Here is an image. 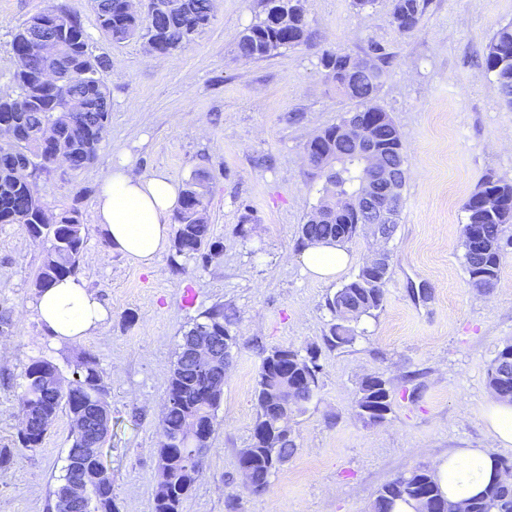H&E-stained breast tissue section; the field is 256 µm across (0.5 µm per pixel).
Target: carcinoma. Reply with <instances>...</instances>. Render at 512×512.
I'll return each mask as SVG.
<instances>
[{
  "instance_id": "1",
  "label": "carcinoma",
  "mask_w": 512,
  "mask_h": 512,
  "mask_svg": "<svg viewBox=\"0 0 512 512\" xmlns=\"http://www.w3.org/2000/svg\"><path fill=\"white\" fill-rule=\"evenodd\" d=\"M177 2L182 8L171 14L162 9ZM99 27L114 44L136 37L161 53H171L192 41L210 24L214 0H145L137 11L128 0H92ZM425 0H392L391 19L403 34L413 32L424 13ZM283 14L288 20L273 24L270 17L239 32L235 50L242 58L272 55L273 48L309 46L315 35L305 17L302 0H286ZM40 20L58 44L57 53L27 56L23 47L31 23ZM12 50L20 59L13 75L14 90L0 97V224H22L28 233L50 241V251L40 266L34 286L37 289L79 270L86 232L75 210L53 213L42 200H33L32 179L49 171L47 158L34 159L33 136L46 126H55V134L67 145L69 168L81 171L96 157L104 139L111 111L108 89L109 60L92 57L87 51V34L79 19L60 6H53L30 17L15 32ZM65 58L71 73L61 81L42 85L35 76L54 72L59 58ZM320 63L332 80L336 93L350 101L353 108L340 122L362 119L367 125L381 118L382 123L370 131V143L391 160L398 161V182L405 187L409 177L405 146L401 133L390 115L373 105L383 82L385 70L374 59L361 63L347 52L325 51ZM485 67L493 74L506 105L512 108V24L500 27L491 38ZM83 112L77 128L62 123L59 112L73 106ZM333 125L305 145L309 164L322 173L324 183L319 201L301 227L300 239L336 243L340 246L356 238L366 218L359 216L353 200L372 172L361 160L348 157L333 162L336 133ZM209 205L206 173L194 176L185 184L182 208L174 218L178 228L173 242L174 254L195 259L208 266L219 254L220 243L211 240L207 221ZM404 206V196L387 199V223L378 227L382 239L393 238ZM467 222L462 227L463 266L468 282L475 288L491 290L496 285L503 259V240L507 223L512 219V185L486 180L463 205ZM389 267L378 274L365 268L326 299L334 323L325 337L331 348H343L354 342L356 325L365 316L382 309ZM232 325L231 315L215 306L205 320L195 323L183 336L189 342L196 332L208 327L218 337L221 347L215 356L219 375L232 362L233 345H224V333ZM186 357L179 347L168 380L167 402L159 430L165 439L158 449L160 481L154 498V512H182L200 466L194 448H210L216 431L215 412L224 384L200 369H183ZM318 350L306 354L293 347L270 350L262 359L255 393L257 417L249 447L241 450L239 466L247 469L249 486L267 489L273 474L296 453V436L283 441L272 434L276 413L275 397L293 380H305L294 392L295 415L303 414L319 390ZM490 389L512 403V344H505L496 354L487 373ZM19 411L23 424L17 434V446L0 449V468L13 462L17 453L34 451L42 444L48 429L62 410L67 411L73 426L71 446L66 449L65 465L53 491L55 499L69 490L76 473L85 478V512H117L112 494V470L103 461L104 445L112 428V415L106 401L107 388L103 371L96 358L82 355L72 379L64 381L59 366L48 359H36L20 373ZM392 411V392L379 375L365 378L360 387L357 416L370 423L383 422ZM397 500L412 501L417 512H512V482L505 479L491 483L477 496L452 506L441 492L434 474L424 466L412 467L383 485L370 506V512H392Z\"/></svg>"
}]
</instances>
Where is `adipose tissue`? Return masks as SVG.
<instances>
[{"instance_id": "obj_1", "label": "adipose tissue", "mask_w": 512, "mask_h": 512, "mask_svg": "<svg viewBox=\"0 0 512 512\" xmlns=\"http://www.w3.org/2000/svg\"><path fill=\"white\" fill-rule=\"evenodd\" d=\"M179 205V187L166 173L147 177L123 160L100 183L94 209L111 250L149 267L168 244V219ZM35 310L48 335L58 342L91 335L107 317L97 295L77 276L42 288ZM500 476L494 456L484 448L458 449L436 468L440 488L452 503L480 494Z\"/></svg>"}]
</instances>
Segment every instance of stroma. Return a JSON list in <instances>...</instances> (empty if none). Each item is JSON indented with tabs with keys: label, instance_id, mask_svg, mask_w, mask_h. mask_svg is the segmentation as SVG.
I'll use <instances>...</instances> for the list:
<instances>
[{
	"label": "stroma",
	"instance_id": "stroma-1",
	"mask_svg": "<svg viewBox=\"0 0 512 512\" xmlns=\"http://www.w3.org/2000/svg\"><path fill=\"white\" fill-rule=\"evenodd\" d=\"M53 4L80 18L91 55L110 59L111 117L89 167L52 169L36 188L51 210L80 212L87 242L78 273L109 316L83 340L55 344L34 310L33 281L50 244L0 224V312L11 320L0 327V448L13 447L20 429L23 366L46 358L67 375L82 353L93 354L112 411L105 460L116 505L153 512L170 369L183 334L218 304L235 317L237 346L212 449L183 512H369L377 491L406 469L489 447L487 371L512 342V247L493 291H480L462 266L461 229L463 204L486 178L512 184V146L502 144L512 110L483 64L494 32L512 23V0H426L409 34L392 24L389 0L363 13L352 0H304L313 46L251 60L237 57L235 38L263 18V0H215L210 25L171 54L150 52L142 39L110 43L91 0H0V90L13 86L16 27ZM375 48L386 71L376 104L402 134L410 177L387 245L384 306L361 319L353 345L331 349L325 300L358 272L374 240L365 231L345 244L349 262L333 280L304 268L300 227L322 183L304 146L351 107L321 68L322 52ZM122 158L181 185L209 173L208 222L222 246L211 265L175 267L166 250L146 268L110 252L94 197ZM280 346L318 349L320 390L295 420V456L253 495L242 487L238 453L256 419L262 356ZM375 373L394 390L380 424L355 411L361 380ZM70 444L62 413L40 448L0 468V512H53Z\"/></svg>",
	"mask_w": 512,
	"mask_h": 512
}]
</instances>
